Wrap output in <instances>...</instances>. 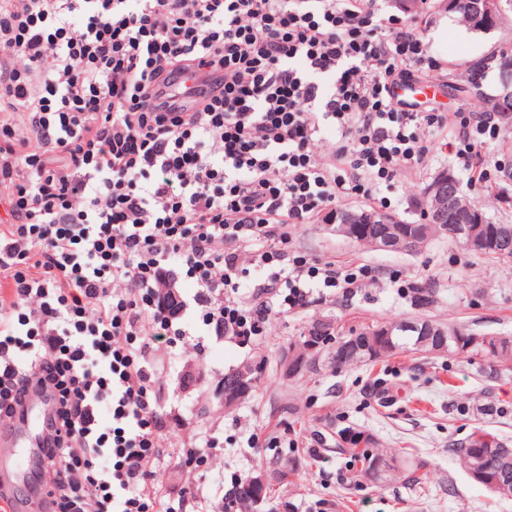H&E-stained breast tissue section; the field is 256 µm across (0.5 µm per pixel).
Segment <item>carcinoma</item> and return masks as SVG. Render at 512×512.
<instances>
[{"label": "carcinoma", "instance_id": "1", "mask_svg": "<svg viewBox=\"0 0 512 512\" xmlns=\"http://www.w3.org/2000/svg\"><path fill=\"white\" fill-rule=\"evenodd\" d=\"M435 199L440 207L429 208V212H421L420 217L431 225L430 236L443 233L448 223L473 224L480 229L489 231L494 228L485 214L477 206L465 201L460 182L456 179L445 180L438 184ZM391 235L399 239V247L406 251L418 250L425 238L417 236L408 222L402 220L391 227ZM449 336L446 345L435 343L436 337H429L423 343L422 337L413 330L402 332L391 337L390 345L380 349L369 330L351 331L347 336H334L330 325L319 321L309 331V336L302 341L297 355L289 360V372L292 375L310 371L316 367L320 358L340 368L352 362H376L384 360L403 351L467 354L479 356L486 361L487 377L497 379L506 372L512 371V340L506 337L492 336L489 344L497 348L492 352L481 345L472 346L469 329L448 325ZM339 438L343 446L339 447L342 454H347L361 462L365 473L375 479L392 478L400 473V467L391 466L389 462L395 457H387L375 448L372 436L364 431L342 430ZM462 462L467 473H474L483 478V482H495L503 485L496 491L500 496L512 494V445L502 441L498 435L482 429L473 431L466 441L452 449ZM254 476L243 479L236 495L224 503V512H237L242 503H251V497L260 492L269 493L270 486L261 490L253 484Z\"/></svg>", "mask_w": 512, "mask_h": 512}]
</instances>
